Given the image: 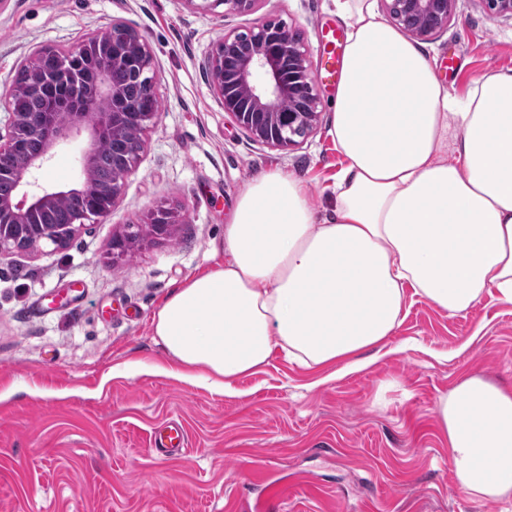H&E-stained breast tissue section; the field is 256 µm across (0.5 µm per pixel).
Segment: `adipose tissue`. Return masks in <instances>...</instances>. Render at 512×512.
Here are the masks:
<instances>
[{
	"instance_id": "obj_1",
	"label": "adipose tissue",
	"mask_w": 512,
	"mask_h": 512,
	"mask_svg": "<svg viewBox=\"0 0 512 512\" xmlns=\"http://www.w3.org/2000/svg\"><path fill=\"white\" fill-rule=\"evenodd\" d=\"M336 9L347 38L330 134L346 164L329 215L301 177L262 173L224 227L223 259L152 317L165 375L218 396H238L277 350L308 370L362 369L412 294L452 316L486 294L512 305V69L454 95L372 0ZM436 418L461 491L512 501V389L466 377Z\"/></svg>"
}]
</instances>
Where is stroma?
I'll list each match as a JSON object with an SVG mask.
<instances>
[{
    "label": "stroma",
    "instance_id": "35a3bbf8",
    "mask_svg": "<svg viewBox=\"0 0 512 512\" xmlns=\"http://www.w3.org/2000/svg\"><path fill=\"white\" fill-rule=\"evenodd\" d=\"M269 18L301 35L320 70L319 26L341 23L333 0H259L247 15L212 0H0L1 119L37 47L66 52L115 22L150 46L162 103L111 215L66 249L0 256V512H505L458 488L435 413L463 377L512 387V305L495 296L455 317L409 298L377 360L323 384L278 352L235 398L162 372L151 318L208 265L249 182L284 168L318 207L345 164L329 135L335 87L317 85L318 128L287 150L253 141L213 93L214 43ZM422 47L449 62L440 77L462 96L474 77L512 69V20L458 0L447 32ZM85 145L58 146L41 181H78ZM162 208L180 216L172 237L113 255V235ZM173 420L189 449L156 457L152 431ZM258 471L291 492L257 504Z\"/></svg>",
    "mask_w": 512,
    "mask_h": 512
}]
</instances>
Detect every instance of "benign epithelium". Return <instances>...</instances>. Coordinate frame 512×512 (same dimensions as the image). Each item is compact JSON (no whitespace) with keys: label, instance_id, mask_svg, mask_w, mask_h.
Wrapping results in <instances>:
<instances>
[{"label":"benign epithelium","instance_id":"7a95c632","mask_svg":"<svg viewBox=\"0 0 512 512\" xmlns=\"http://www.w3.org/2000/svg\"><path fill=\"white\" fill-rule=\"evenodd\" d=\"M224 5V14L252 12L259 0H212ZM389 21L421 39L430 40L448 29L457 0H383ZM487 12L512 20V0H480ZM98 58L94 92L85 88L82 61ZM153 55L148 44L125 26L114 23L65 53L53 46L37 49L24 63L34 91L52 103V110L32 120L22 112H10L6 134L0 133V156L15 155L11 165L0 164V183L12 190L0 196V255L15 250L37 249L51 244L60 250L92 217H104L121 196L143 149V139L125 136L134 124L145 131L158 112H118L119 89L111 82L114 68L123 66L139 81L149 99L157 98L150 71ZM213 92L224 111L256 142L285 150L298 144L318 127L320 101L312 65L303 40L276 19L264 20L245 32L229 31L216 42L209 60ZM87 130L90 144L82 160V177L68 185H44L38 174L61 141ZM111 139L124 158L121 168L101 185L99 204L89 201L65 228L32 220L51 211L63 198L85 190L93 181L96 153ZM177 215L161 210L151 218L157 236L172 235ZM137 234L127 232L112 239V250L129 254Z\"/></svg>","mask_w":512,"mask_h":512}]
</instances>
